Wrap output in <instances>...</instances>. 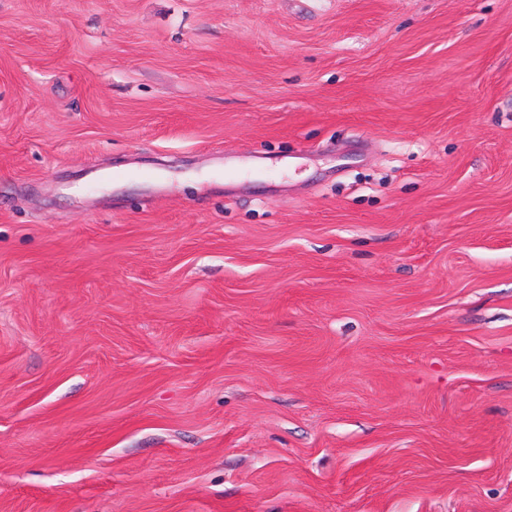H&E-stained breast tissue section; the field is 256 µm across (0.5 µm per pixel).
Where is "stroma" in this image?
I'll list each match as a JSON object with an SVG mask.
<instances>
[{
    "label": "stroma",
    "instance_id": "1",
    "mask_svg": "<svg viewBox=\"0 0 512 512\" xmlns=\"http://www.w3.org/2000/svg\"><path fill=\"white\" fill-rule=\"evenodd\" d=\"M0 512H512V0H0Z\"/></svg>",
    "mask_w": 512,
    "mask_h": 512
}]
</instances>
